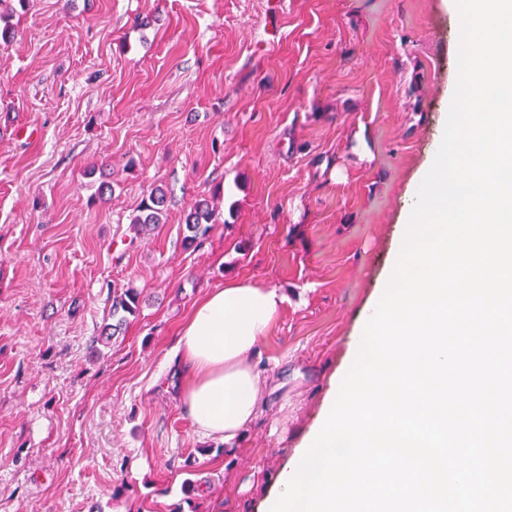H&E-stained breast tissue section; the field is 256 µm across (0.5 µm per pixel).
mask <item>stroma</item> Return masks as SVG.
Segmentation results:
<instances>
[{
    "mask_svg": "<svg viewBox=\"0 0 512 512\" xmlns=\"http://www.w3.org/2000/svg\"><path fill=\"white\" fill-rule=\"evenodd\" d=\"M0 41V512H265L346 373L458 80L443 0H28ZM164 189L166 219L131 224ZM215 222L185 247L184 218ZM287 297L239 443L171 360L211 289ZM140 313L104 357L112 291ZM214 216L215 210L210 208L207 199L203 198L195 202L185 218V227L189 233L185 236V242L192 245L205 236L209 230L208 225L212 224Z\"/></svg>",
    "mask_w": 512,
    "mask_h": 512,
    "instance_id": "35a3bbf8",
    "label": "stroma"
}]
</instances>
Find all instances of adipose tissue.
<instances>
[{
  "label": "adipose tissue",
  "instance_id": "ef3b65f1",
  "mask_svg": "<svg viewBox=\"0 0 512 512\" xmlns=\"http://www.w3.org/2000/svg\"><path fill=\"white\" fill-rule=\"evenodd\" d=\"M285 295L234 280L211 289L180 329L173 355L187 380L182 402L195 431L234 449L260 413L271 386L255 357Z\"/></svg>",
  "mask_w": 512,
  "mask_h": 512
}]
</instances>
